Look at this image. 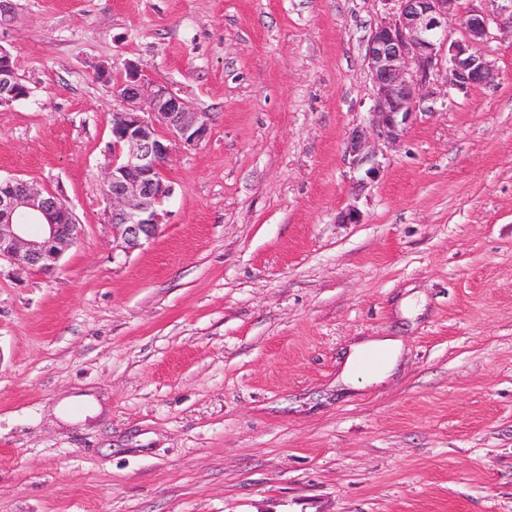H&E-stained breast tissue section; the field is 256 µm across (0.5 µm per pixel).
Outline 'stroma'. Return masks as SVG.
Returning <instances> with one entry per match:
<instances>
[{"instance_id": "obj_1", "label": "stroma", "mask_w": 512, "mask_h": 512, "mask_svg": "<svg viewBox=\"0 0 512 512\" xmlns=\"http://www.w3.org/2000/svg\"><path fill=\"white\" fill-rule=\"evenodd\" d=\"M13 4L0 176L79 238L0 260V512H512V37L493 83L431 78L371 181L346 141L382 0ZM130 63L209 134L128 252L102 178ZM385 338L395 370L344 383ZM29 89L20 82L13 66L10 51L0 45V112L9 109L14 102L28 97ZM397 352L398 343L391 339L375 341L361 346L348 359L343 372V381L352 382L355 380L359 375L362 360L372 353L381 354L382 361L375 370H371V376L374 377V380L385 377L394 363Z\"/></svg>"}]
</instances>
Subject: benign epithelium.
<instances>
[{
  "label": "benign epithelium",
  "instance_id": "obj_1",
  "mask_svg": "<svg viewBox=\"0 0 512 512\" xmlns=\"http://www.w3.org/2000/svg\"><path fill=\"white\" fill-rule=\"evenodd\" d=\"M389 17L377 25L367 46L375 87L369 126L347 140L353 168L367 166L371 180L380 174L376 143H395L415 113L430 76L445 71L450 89L486 85L494 72L475 48L498 35L512 34V0H477L458 15L459 0H382ZM458 17L464 39L450 40L448 25ZM10 51L0 44V112L28 97ZM112 162L103 182L109 220L127 249L152 240L162 224L160 207L172 193L163 164L175 146L193 147L208 135L201 113L167 86L142 79L135 64L114 89ZM72 210L55 193L20 178H0V259L51 270L77 243Z\"/></svg>",
  "mask_w": 512,
  "mask_h": 512
}]
</instances>
